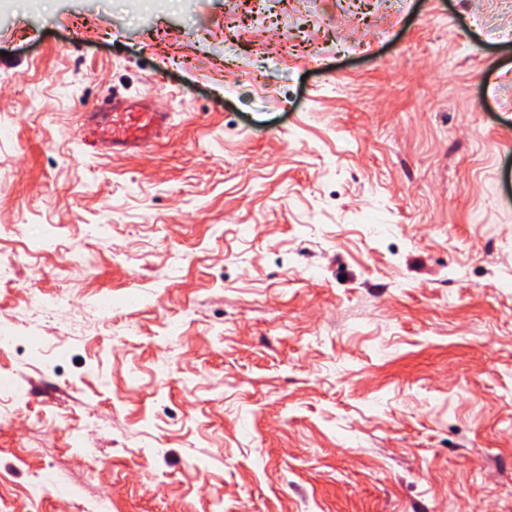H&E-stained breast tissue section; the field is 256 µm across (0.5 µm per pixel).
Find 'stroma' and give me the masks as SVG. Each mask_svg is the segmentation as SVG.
<instances>
[{
  "label": "stroma",
  "instance_id": "35a3bbf8",
  "mask_svg": "<svg viewBox=\"0 0 512 512\" xmlns=\"http://www.w3.org/2000/svg\"><path fill=\"white\" fill-rule=\"evenodd\" d=\"M0 323V512H512V0L0 14ZM77 122L87 126L100 141L112 146L113 154L143 152L160 140L168 129L169 113L157 112L143 99L112 95L95 99L76 109Z\"/></svg>",
  "mask_w": 512,
  "mask_h": 512
}]
</instances>
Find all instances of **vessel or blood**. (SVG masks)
Returning a JSON list of instances; mask_svg holds the SVG:
<instances>
[{"label": "vessel or blood", "instance_id": "b4317fda", "mask_svg": "<svg viewBox=\"0 0 512 512\" xmlns=\"http://www.w3.org/2000/svg\"><path fill=\"white\" fill-rule=\"evenodd\" d=\"M78 124L87 126L100 141L111 144L113 154L142 152L168 129V115L142 99L101 97L76 110Z\"/></svg>", "mask_w": 512, "mask_h": 512}]
</instances>
